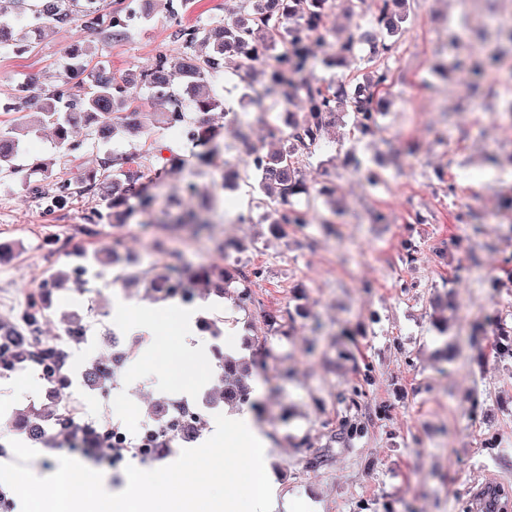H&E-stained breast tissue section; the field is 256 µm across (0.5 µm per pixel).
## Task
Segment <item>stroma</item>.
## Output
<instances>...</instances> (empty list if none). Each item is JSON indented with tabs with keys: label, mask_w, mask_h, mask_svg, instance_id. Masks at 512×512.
Wrapping results in <instances>:
<instances>
[{
	"label": "stroma",
	"mask_w": 512,
	"mask_h": 512,
	"mask_svg": "<svg viewBox=\"0 0 512 512\" xmlns=\"http://www.w3.org/2000/svg\"><path fill=\"white\" fill-rule=\"evenodd\" d=\"M86 0H68V23L41 24L26 18L14 28L29 41L23 51L0 50V98L17 84L51 93L65 52L86 51L90 68L114 75L149 68L156 56L181 50L165 7L151 18L132 16L130 34L106 40L84 27ZM245 0H194L180 13L186 27H204L244 10ZM512 17V0H477L462 17L456 0H408L406 19L388 65L393 81L385 93L383 133L363 137L350 120L329 127L323 150L302 167L310 187L311 224L285 226L273 234L248 187L222 188L228 164H243L247 147L266 153L275 145L258 129L248 144L231 133V121L252 122L244 100L248 84L264 81L265 64H231L214 78L223 101L207 118L216 152L199 160L198 149L175 132L151 128L136 138L94 142L85 128L72 131L80 153L71 156L55 141L54 129L34 106L24 109L31 133L22 144L25 162L39 160L55 177L100 173L110 154L128 156L140 184L156 198L151 213L115 227L103 220L111 202L101 190L71 196L57 221H40L41 202L28 190L36 174L0 175V319L17 320L30 300L50 313L80 311L84 341L70 363L75 371L112 350L126 352L121 382H134L145 401L185 399L202 406L206 422L216 408L204 398L215 386L210 371L184 392L166 365L137 358L135 336L120 330L110 301L140 300L126 280L145 268L183 259L230 265L236 277L223 296L203 284L194 298L206 301L207 316L223 319L220 338L204 337L207 349L265 354L266 371L253 380L254 420L270 440L267 467L290 512H476L475 495L495 485L512 495V358L494 354L500 331L512 330V55L490 71L475 93L457 61L488 50L477 32L491 20ZM336 8L326 25L328 43H313L317 61L310 77L362 76L368 66L353 58L347 67L323 66L325 56L359 25ZM396 153L399 167L376 166V184L345 165L348 154L363 159ZM195 183L196 195L184 193ZM336 189L335 204L319 195ZM476 200L475 210L462 206ZM374 210L389 221L375 224ZM201 213L210 236H195L177 224L183 213ZM246 213L242 224L230 216ZM485 215L475 224L474 214ZM124 243L118 269L103 268L92 287H81L85 255ZM236 244L235 263L224 260L222 243ZM59 287L42 291L46 279ZM252 300L240 303V288ZM452 293L456 310L440 332L432 302ZM276 311L277 323L264 312ZM48 384L23 366L0 378V410L20 413L48 400ZM362 430L339 443L343 422ZM72 436L38 446L30 470L53 474L60 457L91 465L88 451Z\"/></svg>",
	"instance_id": "1"
}]
</instances>
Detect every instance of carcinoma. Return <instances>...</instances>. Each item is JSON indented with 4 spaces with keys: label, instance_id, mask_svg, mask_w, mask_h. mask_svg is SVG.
Listing matches in <instances>:
<instances>
[{
    "label": "carcinoma",
    "instance_id": "1",
    "mask_svg": "<svg viewBox=\"0 0 512 512\" xmlns=\"http://www.w3.org/2000/svg\"><path fill=\"white\" fill-rule=\"evenodd\" d=\"M246 10L230 22H220L203 29L178 28L175 35L183 50L177 61L166 56L157 58L154 65L144 71L129 72L115 77L105 69L86 72L83 57L68 54L60 64L59 88L49 94H37L28 84L15 88L12 98L0 101V110L19 112L23 106L37 105L45 119L53 125L58 143L67 150L73 148L71 130L79 125L91 129L95 139L106 142L118 131L138 132L143 126L144 112L132 107L127 89L143 86L153 96L170 103L188 101L199 112L208 113L220 106L211 78L221 72L226 61L232 59L226 48L234 43L244 47H259L270 64L268 82L260 89H251L248 98L255 104L266 93L277 95L279 100L300 99L302 113L288 120L286 128L277 129L270 138L279 148L261 155L255 166L259 197L257 206L266 208V221L278 229L283 225L309 223V208H296L291 204L295 196L307 193L301 176V165L322 150L324 130L336 123L339 113H348L353 127L363 135H374L382 130L377 117L385 109L383 91L392 80L389 69L378 67L351 81L336 79L319 83L302 77L314 67L310 55L311 45L324 33L325 18L334 8V0H246ZM351 16L370 15L368 26L350 34L337 48L335 60L324 61L325 66L341 65L347 58L366 53V63L388 54L390 39L401 30L404 14L389 7V3L402 5L405 0H345ZM32 15L39 23H63L69 15L63 9V0H0V47L8 46L14 19ZM84 24L103 30L111 41L122 40L127 35L125 14L115 10L110 15L99 13L90 3L83 17ZM494 58L487 56L467 65L474 81V89L481 88ZM183 75V82L176 85L171 80L172 68ZM21 127L14 125L0 132V173L14 174L22 170L18 164ZM139 175L127 170L121 178L112 181V225L120 226L136 213L152 207V198L136 190ZM79 186L88 190L81 179L62 180L47 178L45 182L30 186L38 199L55 196L60 200ZM122 257L119 242L103 248L93 261L105 266H117ZM234 279L228 268L198 266L185 273L178 267L155 265L144 272L143 281L154 299L165 298L171 291L181 288L190 294L185 283L201 281L214 286L219 295ZM50 314L36 302H31L15 323L0 321V372L6 374L16 365L35 363L45 367L46 381L53 387L65 388L68 368L66 356L41 348L35 339L39 325ZM62 329L70 336L84 331L82 319L75 313L60 316ZM216 367L224 372V379L231 384L207 405L224 403L238 410L253 404L250 381L258 369L255 358L217 355ZM117 367L98 361L83 373V383L93 390L100 389L115 377ZM65 415L59 402L30 408L13 419V427L30 437L45 430L40 439L47 445L56 442V428Z\"/></svg>",
    "mask_w": 512,
    "mask_h": 512
}]
</instances>
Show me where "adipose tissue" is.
<instances>
[{"label":"adipose tissue","instance_id":"ef3b65f1","mask_svg":"<svg viewBox=\"0 0 512 512\" xmlns=\"http://www.w3.org/2000/svg\"><path fill=\"white\" fill-rule=\"evenodd\" d=\"M134 311V319L128 328L142 335L145 342L142 351L146 357L165 362L173 367L179 380H193L195 373L205 359L196 340L201 336L197 310L186 309L173 315L169 312L168 303L144 301L130 307ZM171 316L174 340L168 341L157 337L156 323L164 316Z\"/></svg>","mask_w":512,"mask_h":512}]
</instances>
